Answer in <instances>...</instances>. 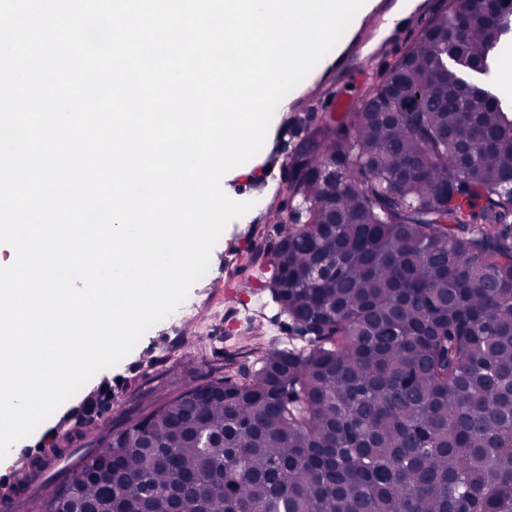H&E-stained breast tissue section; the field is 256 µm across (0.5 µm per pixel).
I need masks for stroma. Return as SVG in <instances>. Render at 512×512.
<instances>
[{"label": "stroma", "instance_id": "stroma-1", "mask_svg": "<svg viewBox=\"0 0 512 512\" xmlns=\"http://www.w3.org/2000/svg\"><path fill=\"white\" fill-rule=\"evenodd\" d=\"M396 4L399 29L380 27L369 33V47L356 64H348L364 25L351 23L311 78L288 93V106L274 113L262 150L266 171L261 179L233 186L236 200L252 202L243 220L225 227L211 257L210 282H198L187 299L198 308V327L185 326L171 332L156 325L117 365L98 371L29 436L11 449L19 455L43 448L57 426L72 428L83 416L88 399L111 389L109 417L135 416L145 399L164 397L185 376H202L208 360L240 347L260 348L287 342L288 320L281 315L269 292L256 284L259 262L253 261L250 246L262 244L279 205L278 189L283 166L298 142L297 122L311 113H324L330 93L339 91L361 99L372 80L384 73L387 63L398 57L425 25L437 0H370V11Z\"/></svg>", "mask_w": 512, "mask_h": 512}]
</instances>
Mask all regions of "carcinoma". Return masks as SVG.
I'll list each match as a JSON object with an SVG mask.
<instances>
[{"instance_id": "carcinoma-1", "label": "carcinoma", "mask_w": 512, "mask_h": 512, "mask_svg": "<svg viewBox=\"0 0 512 512\" xmlns=\"http://www.w3.org/2000/svg\"><path fill=\"white\" fill-rule=\"evenodd\" d=\"M512 9L442 0L361 106L304 126L268 291L301 341L208 363L25 512H512Z\"/></svg>"}]
</instances>
